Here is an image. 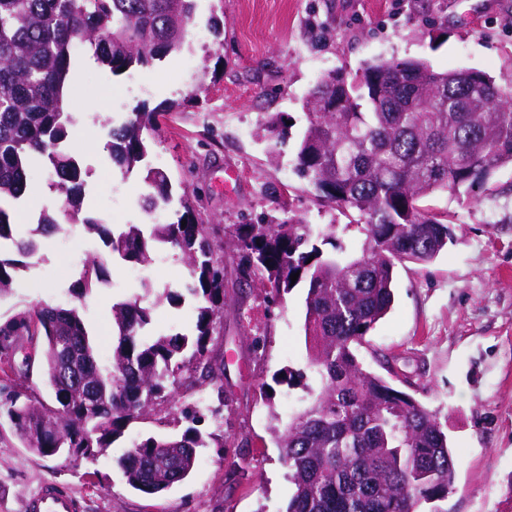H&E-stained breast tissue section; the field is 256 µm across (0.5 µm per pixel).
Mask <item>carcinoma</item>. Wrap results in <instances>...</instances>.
Wrapping results in <instances>:
<instances>
[{
  "instance_id": "1",
  "label": "carcinoma",
  "mask_w": 512,
  "mask_h": 512,
  "mask_svg": "<svg viewBox=\"0 0 512 512\" xmlns=\"http://www.w3.org/2000/svg\"><path fill=\"white\" fill-rule=\"evenodd\" d=\"M195 10V0H0V241L31 256L35 235L61 228L44 214L32 237L17 238L3 207L24 195L33 167L46 165L70 223L127 262L147 264L156 244H171L191 270L187 292L197 301L191 337L145 335L150 308L137 298L112 305L106 364L74 305L47 303L0 323V360L13 374L29 367V357L18 366L16 355L35 338L41 343L42 380L54 405L5 385L0 413L24 446L44 457H96L129 423L175 400L185 373L224 404V359L208 350L224 265L213 259L188 192L178 221L128 224L115 235L101 221L80 217L83 173L65 147L74 44L120 75L180 51ZM307 106L313 120L297 143L295 171L324 202L364 220L367 247L359 256L325 257L305 224L233 229L242 251L239 274L269 289L271 301L307 284L308 368L320 389L278 435L294 486L286 512H422L452 489L448 434L436 413L365 369L352 345L393 307L396 265L429 264L454 242L452 216L423 201L482 188L496 170L512 167V86L480 71H436L422 60L376 62L351 82L329 72ZM159 114L137 107L118 126L106 121L112 161L140 170L151 188L143 197L149 213L170 201L172 189L167 174L148 162L144 133L156 129ZM265 131L277 143L289 137L280 117ZM20 265L0 257V296L13 288ZM104 270L103 258L88 261L81 294L103 280ZM211 446L224 447V436L191 425L180 435L137 439L115 465L130 488L156 495L184 482L197 449Z\"/></svg>"
}]
</instances>
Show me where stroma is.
I'll list each match as a JSON object with an SVG mask.
<instances>
[{
    "instance_id": "stroma-1",
    "label": "stroma",
    "mask_w": 512,
    "mask_h": 512,
    "mask_svg": "<svg viewBox=\"0 0 512 512\" xmlns=\"http://www.w3.org/2000/svg\"><path fill=\"white\" fill-rule=\"evenodd\" d=\"M220 16V40L188 36L180 52L115 75L78 51L66 86L74 122L67 150L87 170L82 210L114 230L148 224V192L139 174H125L106 147V120L122 123L134 107L173 104L150 139L151 162L165 170L174 194L189 192L215 256L224 263V298L212 350L224 359L221 423L224 445L203 448L191 476L161 496L130 489L113 467L131 442L147 434L183 432L176 405L162 404L130 423L93 459L68 462L23 447L8 418L0 419V512H22L43 481L68 485L84 512H286L293 486L274 432L319 390L306 373L305 286L271 300L240 278L241 252L227 226L269 218L306 224L329 235L327 252L358 254L363 224L321 202L295 172L293 143L269 141L273 117L303 132L305 100L329 71L355 76L373 61L423 59L435 70L474 69L512 83V0H197L194 25ZM430 205L453 217L455 241L432 263L395 268V302L357 351L365 367L390 380L446 426L456 475L441 512H512V168L497 170L486 188L441 194ZM105 259V281L81 294L84 262ZM150 263L147 281L126 278L127 262L110 257L100 238L64 225L38 239L0 322L41 303L79 307L85 327L108 359L112 306L142 297L153 308L150 335L195 332L193 299L174 305L190 269L177 251ZM305 380L291 385L285 370Z\"/></svg>"
}]
</instances>
